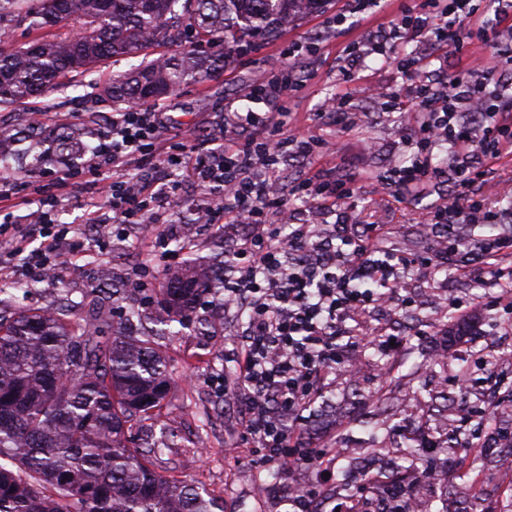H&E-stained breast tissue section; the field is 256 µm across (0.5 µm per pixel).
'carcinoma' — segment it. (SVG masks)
<instances>
[{"mask_svg":"<svg viewBox=\"0 0 512 512\" xmlns=\"http://www.w3.org/2000/svg\"><path fill=\"white\" fill-rule=\"evenodd\" d=\"M327 0H0V108L21 104L67 77L113 57L178 44V55L144 61L112 77L101 95L148 103L189 79L206 80L224 58L201 51L222 40L249 47L317 11ZM57 26L24 48H13V22ZM211 278L188 271L168 279L158 301L166 321L181 326L200 304ZM0 288V512H224L204 489L177 483L155 467L169 448H131L133 423L150 418L171 383L161 335L142 329L105 330L67 305L34 311L4 309ZM371 395L382 406L401 383L398 359ZM461 425L484 436L486 455H512V432L493 414L474 409ZM400 447L387 476L390 490L422 477L419 446Z\"/></svg>","mask_w":512,"mask_h":512,"instance_id":"obj_1","label":"carcinoma"}]
</instances>
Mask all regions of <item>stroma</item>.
<instances>
[{
  "label": "stroma",
  "mask_w": 512,
  "mask_h": 512,
  "mask_svg": "<svg viewBox=\"0 0 512 512\" xmlns=\"http://www.w3.org/2000/svg\"><path fill=\"white\" fill-rule=\"evenodd\" d=\"M335 9L330 2L323 11L283 28L277 37L255 43L243 58L226 62L211 78L187 83L163 98L166 111L173 116L171 133L191 138L199 152L209 151L224 131L225 111L240 108L242 95L263 77L291 40L309 36L316 42L317 51L295 73L306 86L288 102L293 122L329 144V151L320 161L322 167L340 178L362 177L361 189L350 204L356 225H380L376 250L392 256H428L437 240L427 236L422 226L431 211L447 202L450 189L445 181L437 179L424 197L416 199L399 189L382 194L365 182V175L397 166L410 151L401 141L402 130L392 114L380 107L363 84L341 83L343 59L338 51L358 39L360 33L354 30L338 34L324 28L325 17ZM143 60L140 54L108 60L101 67L73 75L71 86L32 98L13 110L0 109V130L8 134L0 141V151L8 154L12 169L21 174L39 169L37 183L47 187L54 184L60 163L80 166L81 147L93 143L99 128L120 109L119 103L99 96V88ZM339 92L347 95L352 116L345 126L316 116L320 103ZM41 112L58 113V123L50 127L40 123L37 115ZM93 190V185L81 177L59 187L58 221L71 225L87 249L74 259L62 281L46 280L33 284L28 291L17 292L12 307L17 311L55 308L70 301L80 312L109 322L113 319V304L108 295L120 288L127 300L143 301L146 326L159 328L160 291L171 273L183 269L184 256L166 245L155 248L144 276L146 289L134 287L132 272L144 249L139 229L129 226L125 236L113 239L105 248L95 247L96 227L88 221L85 208ZM186 193L179 223L165 225L164 231L168 238L195 248L200 268L222 272L231 261L235 238L197 223L201 192L190 186ZM471 197L497 212L499 219L491 228L455 225L454 235L467 241L491 233L508 241L509 247L495 269L432 274L424 267H414L405 277L399 303L346 322L352 330L368 328L403 340L411 356L401 368L406 381L394 394L395 408L407 414L413 412L414 394L420 391L434 394L433 411L427 418L387 432L372 431L369 415L376 407L368 398L382 383L379 367L384 357L374 348L353 350L351 357L361 367L360 376H333L324 398L305 422L308 442L320 445L335 441L339 449L337 467H345L351 460L368 459L370 449L387 442L399 444L406 436H444L445 419L454 417L466 403L475 402L478 394L489 391L485 364L477 357L480 349L494 351L497 373L512 384V302L506 300L491 309L481 306L485 297L501 294V276L512 273V153L500 156L486 180L474 186ZM462 305L471 310L470 337H444L442 318ZM243 331L241 321L215 322L210 308L201 305L187 328L166 339L169 395L152 418L135 424V443L141 446L167 433L170 448L160 473L204 487L223 500L224 512H294L288 500V483L314 480V465L302 466L290 475L272 476L266 449L243 436L239 407L224 400L220 393L226 363L240 350ZM441 346L448 349L446 365L426 363L425 352ZM463 366L469 377L464 386L456 376ZM511 483L512 465L493 470L483 483L482 493L472 499L473 512H512V500L503 493L504 486Z\"/></svg>",
  "instance_id": "obj_1"
}]
</instances>
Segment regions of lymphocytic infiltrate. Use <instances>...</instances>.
Wrapping results in <instances>:
<instances>
[{"instance_id":"lymphocytic-infiltrate-1","label":"lymphocytic infiltrate","mask_w":512,"mask_h":512,"mask_svg":"<svg viewBox=\"0 0 512 512\" xmlns=\"http://www.w3.org/2000/svg\"><path fill=\"white\" fill-rule=\"evenodd\" d=\"M471 0H414L386 16L380 34H365L343 46L344 82H362L360 65L372 55L395 62L403 75L396 88L376 90L390 112L407 119L412 149L410 165L378 176L382 188L421 193L439 170L433 151L447 147L450 155L448 204L435 209L429 224H490L494 216L470 198L471 187L483 176V161L512 149V69L504 68L494 49L504 34H512V0H493L494 19L477 16ZM480 40L486 54L470 53ZM429 42L432 57L403 53L411 42ZM311 51L305 38L292 40L281 52L277 68L288 80L254 83L244 95L252 110L227 113L224 139L217 148L199 153L189 142L170 143L167 113L157 107L132 104L113 113L99 131L78 172L97 184L93 221L98 243L106 245L131 224H169L176 217L186 184L204 192L198 211L208 224L248 226L224 280L225 311L246 315V340L236 359V378L225 381L224 397L241 405L244 434L270 452L278 467L312 463L318 472H333L336 451L304 445L303 413L323 393L327 377L344 367L349 344L339 343L348 319L384 302L417 263L440 270L454 265H494L503 247L495 236L465 247L445 241L434 256L379 260L374 256L375 225L361 233L334 237L317 224H289L288 199L280 185L277 164L287 153L308 158L315 138L293 124L287 99L300 86L293 79L296 61ZM464 56L463 70L450 72L441 62L447 53ZM434 67V77L424 76ZM279 97L270 112L256 104ZM475 124L460 125V113ZM183 174L175 180L170 167ZM73 169L60 174L72 178ZM28 181L0 172V271L19 261L22 270L43 274L66 265L82 249L66 229L54 224L55 195L40 190L36 209L16 221L3 204ZM292 189L316 208L332 211L356 193L354 179L340 180L331 171L312 169L297 178Z\"/></svg>"}]
</instances>
